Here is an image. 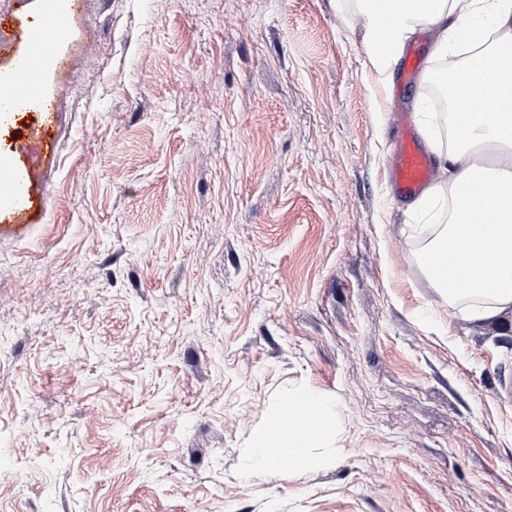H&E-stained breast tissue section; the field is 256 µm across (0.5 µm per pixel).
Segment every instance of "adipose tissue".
<instances>
[{"label":"adipose tissue","mask_w":512,"mask_h":512,"mask_svg":"<svg viewBox=\"0 0 512 512\" xmlns=\"http://www.w3.org/2000/svg\"><path fill=\"white\" fill-rule=\"evenodd\" d=\"M368 29L381 46L369 54L371 64L388 71L408 34L435 33L431 54L453 58L449 88L453 101L475 103L471 112L452 114L455 146L439 155L447 186H433L420 204L431 214L449 201L447 224L441 225L428 252L444 258L461 281L449 303L469 300V318L489 321L512 310V0H355ZM495 286L484 290L480 276ZM302 409L294 426L271 425L256 437L250 465L270 467L268 449L276 448L289 465L315 467L311 448L321 446L333 430L335 410L308 390L288 393L280 411Z\"/></svg>","instance_id":"1"}]
</instances>
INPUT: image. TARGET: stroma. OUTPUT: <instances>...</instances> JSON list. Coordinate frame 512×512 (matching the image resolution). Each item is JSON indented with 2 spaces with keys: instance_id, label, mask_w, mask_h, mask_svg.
<instances>
[{
  "instance_id": "35a3bbf8",
  "label": "stroma",
  "mask_w": 512,
  "mask_h": 512,
  "mask_svg": "<svg viewBox=\"0 0 512 512\" xmlns=\"http://www.w3.org/2000/svg\"><path fill=\"white\" fill-rule=\"evenodd\" d=\"M43 0H0V79ZM0 182V512H512V316L425 273L416 92L353 0H78ZM39 202L16 212L12 196ZM316 467L252 469L288 391ZM396 152L392 180L397 193L418 195L434 179V166L430 154L420 144L415 133V116L403 112L396 126ZM295 408L302 409L306 417L292 427L270 424V430L256 437L249 451V464L257 467H279L283 464L315 467L326 462V458L309 455L307 448L322 447L321 444L335 430L334 407L324 398L308 390L288 392L277 411V417ZM334 424V429H333ZM266 448H278L281 453L279 465L273 466ZM266 449V453L263 452Z\"/></svg>"
}]
</instances>
